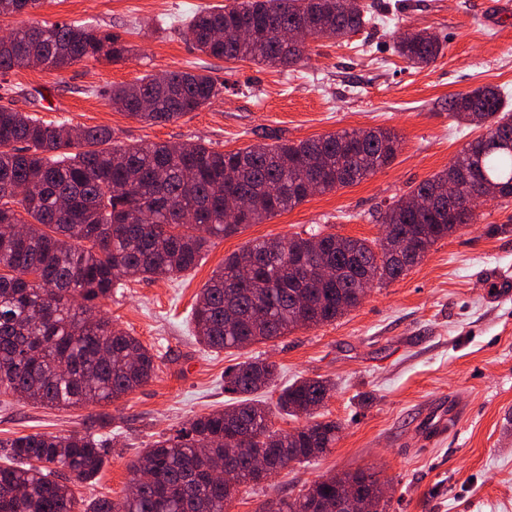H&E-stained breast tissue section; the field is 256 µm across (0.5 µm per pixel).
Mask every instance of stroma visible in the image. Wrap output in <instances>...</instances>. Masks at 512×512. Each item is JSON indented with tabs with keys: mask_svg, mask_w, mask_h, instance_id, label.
Masks as SVG:
<instances>
[{
	"mask_svg": "<svg viewBox=\"0 0 512 512\" xmlns=\"http://www.w3.org/2000/svg\"><path fill=\"white\" fill-rule=\"evenodd\" d=\"M232 2L41 0L29 19L85 21L121 34L134 54L61 72L16 69L7 77L12 93L0 91V107L73 127H109L117 147L202 141L227 152L382 128L400 139L394 158L358 184L210 238L191 271L115 289L99 310L157 355L155 376L118 400L83 407L2 395L0 440L64 435L96 417L95 431L112 451L95 480L72 489L83 508L101 497L117 500L145 445L228 407L235 397L224 390L225 370L259 357L278 365L281 383H333L322 412L341 431L315 460L240 486L229 512H259L264 501L296 495L321 477L367 468L386 484L388 512H512V198L482 203L476 223L439 240L400 279L373 284L336 322L217 354L196 342L189 325L213 272L254 240L317 227L378 240L386 207L447 168L478 136L451 116L452 98L490 86L512 104V13L501 14L499 0H375L381 20L346 39L309 42L304 66L284 71L216 59L186 41L185 19ZM415 30L445 45L421 68L393 49L395 35ZM199 69L222 84V93L170 122L139 121L99 93L149 74Z\"/></svg>",
	"mask_w": 512,
	"mask_h": 512,
	"instance_id": "1",
	"label": "stroma"
}]
</instances>
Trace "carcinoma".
I'll return each instance as SVG.
<instances>
[{"label": "carcinoma", "instance_id": "1", "mask_svg": "<svg viewBox=\"0 0 512 512\" xmlns=\"http://www.w3.org/2000/svg\"><path fill=\"white\" fill-rule=\"evenodd\" d=\"M346 0H241L196 11L183 29L200 52L292 68L307 41L344 38L375 21V5ZM39 0H0V17L21 16ZM244 28L251 35L241 39ZM302 33L289 43L279 33ZM413 68L434 62L444 44L427 31L407 32L395 45ZM130 47L117 33L83 21L48 25L28 21L0 39V75L36 59L62 71L89 61L117 63ZM222 86L203 72L172 70L99 91L113 106L146 123L195 112ZM449 112L483 133L444 171L420 182L412 206L387 207L384 235L374 243L322 230L276 241L257 240L224 260L197 295L192 321L198 342L212 352L276 340L301 327L332 323L366 294L362 280L392 282L457 229L474 223V193L512 198V109L501 92L478 87L455 97ZM112 130L41 121L0 108V393L43 406L110 403L147 383L156 355L98 314L97 303L130 277H169L194 268L208 237L231 236L292 210L316 192L353 185L388 164L399 147L387 129H358L275 146L253 144L219 152L197 143H154L117 149ZM459 185L460 206L446 203L448 183ZM230 196L249 207L234 213ZM21 205L26 217L13 208ZM337 276L322 282L318 259ZM277 366L246 360L224 374V391L240 399L195 418L172 436L147 446L131 474L152 480L119 501L97 500L88 512H225L238 486L259 483L324 453L340 425L316 420L331 385L296 381L280 390L276 406L309 422L273 429L272 411L253 394L275 385ZM109 444L85 428L65 436L41 433L0 441V512H80L71 489L94 478ZM266 459L263 474L255 454ZM236 472L233 486L210 478L215 462ZM349 485L370 512H387L377 473L359 469L322 477L294 497L269 501L264 512H346Z\"/></svg>", "mask_w": 512, "mask_h": 512}]
</instances>
